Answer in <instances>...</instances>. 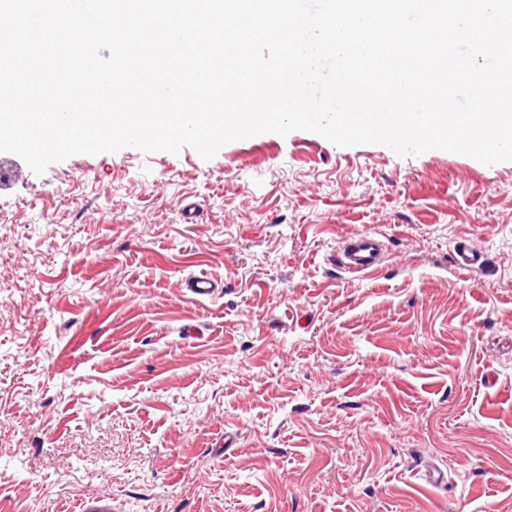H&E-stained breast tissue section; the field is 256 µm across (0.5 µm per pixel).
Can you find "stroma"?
I'll list each match as a JSON object with an SVG mask.
<instances>
[{"mask_svg":"<svg viewBox=\"0 0 512 512\" xmlns=\"http://www.w3.org/2000/svg\"><path fill=\"white\" fill-rule=\"evenodd\" d=\"M368 232L389 240L378 275L344 272L338 241ZM463 241L480 272L455 268ZM94 494L512 512V161L306 131L40 175L0 153V512Z\"/></svg>","mask_w":512,"mask_h":512,"instance_id":"1","label":"stroma"}]
</instances>
